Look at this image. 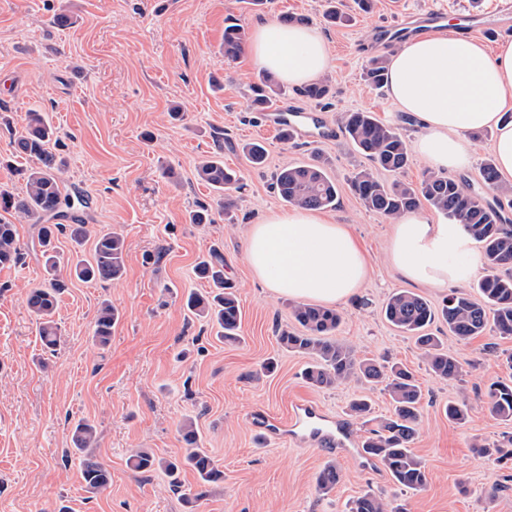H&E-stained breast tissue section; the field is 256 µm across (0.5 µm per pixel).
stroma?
<instances>
[{
    "label": "stroma",
    "mask_w": 512,
    "mask_h": 512,
    "mask_svg": "<svg viewBox=\"0 0 512 512\" xmlns=\"http://www.w3.org/2000/svg\"><path fill=\"white\" fill-rule=\"evenodd\" d=\"M494 3L374 0L366 14L354 0H343L350 22L329 26L321 21L325 0H267L259 7L246 0H0V155L12 154L27 112L45 113L67 163L62 189L85 201L76 219L95 231L120 233L126 246L120 280L105 286L69 280L54 315L62 341L52 353L26 307L28 291L45 278L38 226L14 221L25 258L0 266V512H186L183 496L198 488L193 470L182 471L176 489L163 472L134 471L128 457L147 448L166 460L180 458L179 426L188 417L224 472L223 486L200 500L197 512H348L367 491L398 497L410 512H512V461L472 451L474 443L512 434V422L492 415L485 399L491 381L512 377L505 361L512 337L489 331L460 341L444 321H435L431 332L447 339L462 374L456 380L432 376L413 338L388 324L381 309L400 289L436 308L447 291L413 283L391 266L392 220L367 210L349 189L368 160L341 133L281 142L268 113L247 109L257 67L244 55L227 61L222 52L226 18L247 30L264 18H306L331 49V94L318 103L289 87L283 102L318 111L333 126L342 113L370 111L411 144L420 131L416 118L364 79L374 54L371 31L401 11L445 8L456 21ZM65 6L73 24H54ZM249 141L266 146L264 168L250 167L242 154L241 144ZM316 150L329 157L338 188L328 214L348 225L374 266L371 278L340 305L336 338L359 357L398 362L419 376L421 420L411 449L425 463L428 483L418 492L398 490L383 466L364 455L370 426L348 411L354 397L365 396L375 417H383L390 410L387 393L355 379L329 390L309 386L302 375L307 357L277 340L279 328L296 325L291 299L266 288L245 260L249 226L287 209L273 187L274 173L310 162ZM217 151L241 172L245 189L229 214L211 224L190 223L189 211L213 201L195 166ZM215 246L224 253L225 276L238 288V344L224 343L183 306L188 291L205 289L195 266ZM105 301L120 318L102 349L91 336ZM270 358L277 367L268 373ZM460 397L470 404L462 425L444 412ZM300 400L343 420L353 445L326 449L284 434L267 439L254 427L258 413L287 425ZM81 419L95 425L94 453L112 476L94 493L84 487L72 443ZM329 462L343 478L324 495L316 476Z\"/></svg>",
    "instance_id": "1"
}]
</instances>
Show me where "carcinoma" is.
Returning <instances> with one entry per match:
<instances>
[{"label":"carcinoma","mask_w":512,"mask_h":512,"mask_svg":"<svg viewBox=\"0 0 512 512\" xmlns=\"http://www.w3.org/2000/svg\"><path fill=\"white\" fill-rule=\"evenodd\" d=\"M245 45L242 26L231 23L224 27V59L235 60ZM388 58L376 55L370 58L366 80L378 87L384 85L388 72ZM282 88L275 78L261 73L250 85L251 107L261 112L281 94ZM300 93L314 101L329 94L328 80L307 85ZM346 138L355 149L366 157L372 168L357 172L350 180V190L363 205L388 218H397L428 205L448 221L462 225L464 231L481 246L483 275L475 285L479 298L464 291H455L443 301L441 317L448 323V332L460 341L483 335L491 329L500 336H512V224L503 223L501 203L512 205V186L499 182L498 172L491 159L485 160L480 176L486 185L498 192V204L492 205L472 190L467 182L429 173L417 186L395 181L381 182L374 170L399 173L409 164V150L403 136L394 127L380 121L373 113L364 110L346 112L340 119ZM57 139L56 130L43 116L35 111L27 114L25 131L15 142L13 159H21L16 170L25 181V193L16 195L0 189V209L15 212L24 218L38 221L45 217L64 219L83 199L63 193L61 173L65 161L52 151L51 143ZM248 161L261 166L266 160V149L253 142L242 147ZM330 161L321 156L310 163L289 165L279 170L275 187L280 199L289 206L308 209L336 207L338 190L335 179L329 173ZM198 180L217 195L218 204L228 209L234 204L224 191L244 189L235 171L224 167L220 154L207 157L196 167ZM69 233L77 245L89 234L85 224H42L38 229V242L48 253L46 269L50 276L48 285L29 290L26 307L41 320L39 337L45 348L53 351L59 345L58 327L52 319L65 285L58 278L59 260L49 254L55 232ZM23 258L16 238L14 225L0 220V265L17 264ZM125 272V243L111 231L99 232L94 241L91 260L81 259L70 267V273L82 282L107 283L120 279ZM196 274L206 281L208 290L192 291L186 299V307L194 315L206 319L217 327V334L228 343L241 339L242 311L234 286L224 279V254L217 248L210 250L196 266ZM299 331H279L280 345L293 352L311 358L303 371L308 384L318 389H330L351 379L358 378L368 384H385L392 401V414L380 420L377 428L363 441L362 449L377 459L389 473L393 483L403 489L421 491L428 482V474L422 460L409 448L414 440L420 421L422 390L415 375L406 368L386 367L375 359H360L355 348L332 339L336 335L342 317L333 308L297 304L293 307ZM386 321L402 333L415 337L428 371L435 377L454 380L461 369L454 356L448 353L441 339L427 332L435 318V311L421 296L407 291L394 292L383 307ZM119 318L116 307L103 304L97 312L93 340L105 347L112 340V326ZM486 404L490 412L503 421H512V382L497 379L486 390ZM466 401H450L446 407L448 420L463 423L468 417ZM181 436L185 444L179 461H166L154 453L140 449L129 458L131 467L138 472L161 470L169 483L177 487L183 466L198 476L202 491L184 497L187 504L205 496L204 488L224 481L213 458L200 446V439L193 423L182 425ZM73 444L84 453L81 459V476L89 492L105 488L111 479L110 472L92 454L96 445L95 427L87 420L75 424ZM482 457L494 456L498 460L512 461V435L489 446H474ZM341 480V471L333 463L326 464L316 477L317 490L326 494ZM349 512H409L403 504L377 495L371 491L352 501Z\"/></svg>","instance_id":"cac0c4a2"}]
</instances>
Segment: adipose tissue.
<instances>
[{
	"instance_id": "1",
	"label": "adipose tissue",
	"mask_w": 512,
	"mask_h": 512,
	"mask_svg": "<svg viewBox=\"0 0 512 512\" xmlns=\"http://www.w3.org/2000/svg\"><path fill=\"white\" fill-rule=\"evenodd\" d=\"M252 62L279 81L303 86L331 69V52L314 26L257 21L247 46ZM390 100L415 115L418 154L431 166L458 170L469 162L465 136L494 128L491 150L504 184L512 186V123L500 121L512 91V41L488 52L479 41L452 33L425 36L396 48L388 58ZM475 241L461 225L409 213L394 226L393 266L407 279L445 288L467 279ZM248 265L274 293L326 304L346 302L373 268L346 225L318 211L293 208L251 225Z\"/></svg>"
}]
</instances>
